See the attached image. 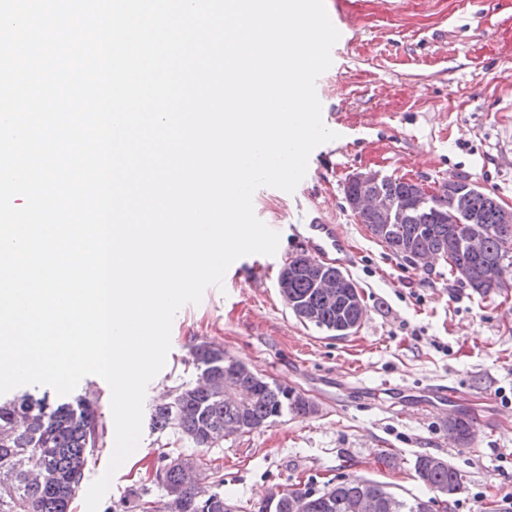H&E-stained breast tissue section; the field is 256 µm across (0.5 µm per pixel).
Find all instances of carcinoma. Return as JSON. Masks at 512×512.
Returning a JSON list of instances; mask_svg holds the SVG:
<instances>
[{
	"instance_id": "1",
	"label": "carcinoma",
	"mask_w": 512,
	"mask_h": 512,
	"mask_svg": "<svg viewBox=\"0 0 512 512\" xmlns=\"http://www.w3.org/2000/svg\"><path fill=\"white\" fill-rule=\"evenodd\" d=\"M381 189L407 204L418 193L416 185L402 178H388ZM468 207L478 218L475 224L464 220L448 193L437 192L427 207L408 211L402 223L394 225L383 236L377 235L380 224L377 214H364L362 223L392 254L411 264L413 254L419 252L443 257L451 276L485 297L512 284V224L501 223L498 198L476 185L469 192ZM473 233L484 237V248L479 254L463 245L465 237ZM491 265L501 267L503 278L490 281L485 277ZM288 300L300 301L312 309L314 326L342 336V329L358 318V302L362 297L354 293L350 301L333 300L313 287L307 276L296 274L288 289ZM198 348L197 344L192 347L196 370L208 371L215 385L204 386L196 381L177 388L173 398L152 409V429L174 428L195 447L204 450L224 441L216 432L226 426L233 428L244 422L243 432L249 433L270 426L286 412L306 413L301 394L287 399L282 394V385L266 379L254 383L255 396L247 407L241 408L225 400L224 360L201 355ZM22 415L30 416L33 424L10 438H0V469L17 456L26 454L35 459L43 476L39 481H32L18 473L10 485H0V512H69L70 502L83 478L86 451L95 447L99 440L97 401L84 395L73 403L58 402L50 399L47 392L40 396L25 392L12 398H0V431L11 428ZM450 428L455 430L461 443L468 442L473 433L472 423L464 415L455 416ZM162 460L165 464L156 470L155 480L168 493L180 485L182 477L173 459L164 455ZM414 469L417 477L434 492L448 487L457 493L462 490L459 471L446 462L420 455ZM365 493L386 503L385 512H432L434 506L431 498L406 500L379 482L347 476L338 481L330 479L318 489L306 485L288 491L279 505V512H291L292 497L309 504L308 512H323L321 505L326 496L334 500V512H348V504ZM226 505L232 512H238V505L201 484L182 488L180 512H224Z\"/></svg>"
}]
</instances>
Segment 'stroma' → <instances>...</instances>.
Returning a JSON list of instances; mask_svg holds the SVG:
<instances>
[{
  "mask_svg": "<svg viewBox=\"0 0 512 512\" xmlns=\"http://www.w3.org/2000/svg\"><path fill=\"white\" fill-rule=\"evenodd\" d=\"M324 3L340 38L316 93L322 121L337 137L313 150L294 193L255 192L256 216L278 227L276 254L237 259L223 287L179 310L167 363L149 382L144 408L192 383L191 346L215 342L226 357L317 406L205 451L206 485L247 512L273 488L319 487L349 475L426 499L414 470L422 454L462 476L461 493L434 512H499L512 496V404L499 398L512 393V287L483 298L451 277L444 260L413 265L392 255L355 220L344 186L365 169L431 189L460 176L512 206V0L493 11L481 0ZM314 222L338 225L354 247L341 269L357 283L367 314L347 336L301 322L279 292V271L300 253ZM258 262L270 268L261 288L250 279ZM431 384L456 387L461 397L427 403ZM75 392L95 394L103 426L71 504L72 512H86V491L112 454L111 390L89 375ZM454 414L482 419L483 431L459 444L448 433ZM194 452L176 430L143 424L138 458L117 471L99 512H126L137 488L163 501L154 479L161 455Z\"/></svg>",
  "mask_w": 512,
  "mask_h": 512,
  "instance_id": "stroma-1",
  "label": "stroma"
}]
</instances>
